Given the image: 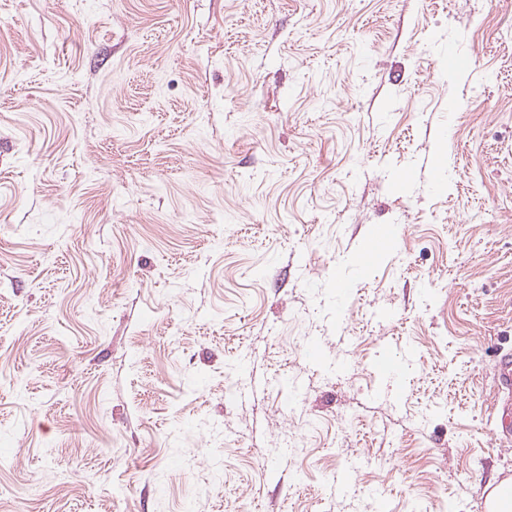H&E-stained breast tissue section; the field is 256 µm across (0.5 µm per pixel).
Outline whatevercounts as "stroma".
<instances>
[{
  "label": "stroma",
  "instance_id": "35a3bbf8",
  "mask_svg": "<svg viewBox=\"0 0 512 512\" xmlns=\"http://www.w3.org/2000/svg\"><path fill=\"white\" fill-rule=\"evenodd\" d=\"M505 357L512 0H0V512H480Z\"/></svg>",
  "mask_w": 512,
  "mask_h": 512
}]
</instances>
